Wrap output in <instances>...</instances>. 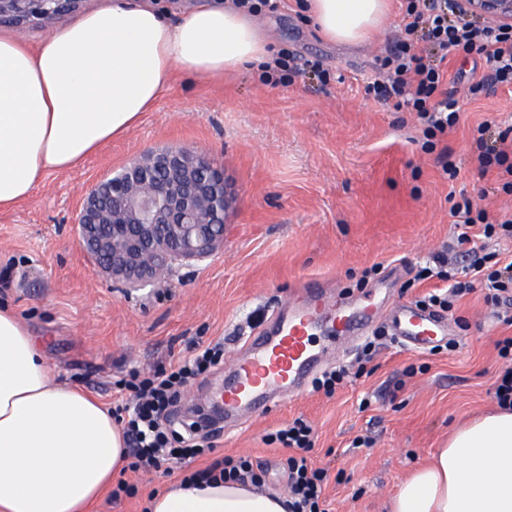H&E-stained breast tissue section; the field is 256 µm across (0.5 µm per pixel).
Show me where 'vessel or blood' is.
<instances>
[{
	"mask_svg": "<svg viewBox=\"0 0 512 512\" xmlns=\"http://www.w3.org/2000/svg\"><path fill=\"white\" fill-rule=\"evenodd\" d=\"M304 293L302 305L289 307L279 317L274 335L260 332L247 337L244 352L236 357L215 399L225 416H237L244 408L274 410L279 396L305 390L324 359L340 351L346 337L362 333L378 318L376 301L335 308L317 284H308ZM387 322L396 340L415 351L430 350L449 336L447 317L406 302L389 311ZM317 331L323 339L318 348L313 345Z\"/></svg>",
	"mask_w": 512,
	"mask_h": 512,
	"instance_id": "vessel-or-blood-1",
	"label": "vessel or blood"
}]
</instances>
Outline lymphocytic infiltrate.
<instances>
[{"label": "lymphocytic infiltrate", "mask_w": 512, "mask_h": 512, "mask_svg": "<svg viewBox=\"0 0 512 512\" xmlns=\"http://www.w3.org/2000/svg\"><path fill=\"white\" fill-rule=\"evenodd\" d=\"M399 2L401 37L386 56L378 58V77L368 83L365 91L392 103L395 109L416 113L426 139L447 136L460 120L457 103L448 94L449 57L463 51L476 54L481 60V71L473 72L467 81L470 96L498 86L512 88V27L449 18L448 0ZM304 74L323 82L330 79L322 62L283 51L264 64L260 78L266 83L283 82ZM477 131L480 138L476 162L480 172L496 170L503 190L512 192V124L491 118L484 120ZM450 215L455 223L479 226L484 238L512 237V218H499L470 199L454 202ZM453 248L469 257V280H457L455 273L448 270L443 253L433 254L431 265L421 267L418 277L446 281L448 291L423 297L422 306L451 310L456 299L477 287L484 289L485 298L491 303L512 301V257L503 260L480 252L468 232L456 237ZM223 361V343L198 345L189 357L169 366L151 373L132 368L116 380L115 387L123 401L113 407L112 415L123 427L132 471L168 474L187 466L191 469L190 479L195 481L261 483V474L244 457L224 456L205 468L192 469V462L207 452L206 446L197 442V435L209 439L215 437L216 431L194 423L181 432L171 418L173 407L192 381ZM273 440L290 451L288 512H325L321 495L326 472L313 467L309 458L315 446L312 426L304 420H294L277 430Z\"/></svg>", "instance_id": "lymphocytic-infiltrate-1"}]
</instances>
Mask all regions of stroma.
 <instances>
[{"mask_svg":"<svg viewBox=\"0 0 512 512\" xmlns=\"http://www.w3.org/2000/svg\"><path fill=\"white\" fill-rule=\"evenodd\" d=\"M258 20L275 49L320 60L342 82L302 75L272 85L251 70L221 80L175 74L125 136L73 170L47 174L27 200L0 211V299L44 339L57 377L103 405L113 401L114 375L167 366L194 342H223L232 362L308 280L353 299L373 291L384 312L422 299L439 283L416 280L417 268L462 231L449 215L454 198L512 215V193L475 163L476 126L512 117V91L467 97L474 56L449 60L460 123L426 150L414 113L365 92L377 58L395 45L397 16L360 46L320 37L295 0ZM162 146L194 147L223 167L233 193L224 248L156 285L120 288L96 270L73 220L101 177ZM446 162L457 166L455 178L443 177ZM374 266L378 275L366 278ZM509 315L512 304L492 305L477 290L448 316L454 348L414 351L385 336L361 364L366 340L358 338L330 361L348 369L334 396L309 389L271 413H247L215 438V453L259 462L264 490L287 494L289 451L268 437L305 419L316 431L310 459L327 471L328 512H388L396 486L456 425L496 409L493 386L508 365L496 344L512 337ZM120 478L137 494L102 497L94 512H143L149 494L171 481L129 470Z\"/></svg>","mask_w":512,"mask_h":512,"instance_id":"35a3bbf8","label":"stroma"}]
</instances>
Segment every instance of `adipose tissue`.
<instances>
[{
  "label": "adipose tissue",
  "mask_w": 512,
  "mask_h": 512,
  "mask_svg": "<svg viewBox=\"0 0 512 512\" xmlns=\"http://www.w3.org/2000/svg\"><path fill=\"white\" fill-rule=\"evenodd\" d=\"M390 0H305L327 41L360 45ZM273 49L254 17L227 4L177 22L143 0H112L32 50L0 33V210L49 171L80 165L127 134L174 72L221 77L258 69ZM120 427L93 396L59 381L40 341L0 304V512H89L127 464ZM284 496L248 484L178 480L150 512H287ZM389 512H512V409L455 427L404 479Z\"/></svg>",
  "instance_id": "obj_1"
}]
</instances>
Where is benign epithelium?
<instances>
[{
    "label": "benign epithelium",
    "instance_id": "1",
    "mask_svg": "<svg viewBox=\"0 0 512 512\" xmlns=\"http://www.w3.org/2000/svg\"><path fill=\"white\" fill-rule=\"evenodd\" d=\"M81 0H0V24H50L79 8ZM462 18L512 26V0H456ZM162 165L167 177L150 180ZM109 191L120 205L103 204ZM231 197L223 169L206 155L175 147L144 152L99 180L76 214L79 240L98 271L129 288L157 282L158 267L186 265L224 246Z\"/></svg>",
    "mask_w": 512,
    "mask_h": 512
}]
</instances>
